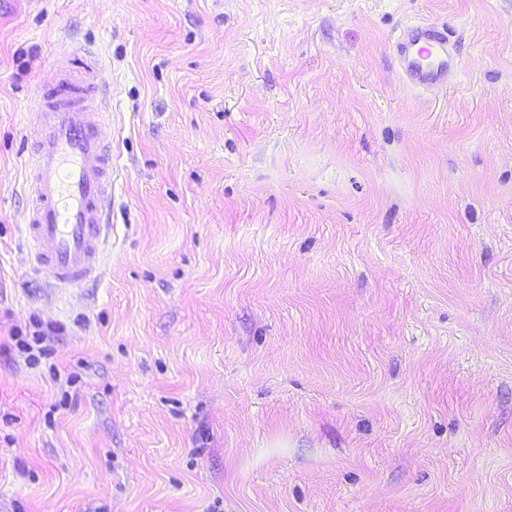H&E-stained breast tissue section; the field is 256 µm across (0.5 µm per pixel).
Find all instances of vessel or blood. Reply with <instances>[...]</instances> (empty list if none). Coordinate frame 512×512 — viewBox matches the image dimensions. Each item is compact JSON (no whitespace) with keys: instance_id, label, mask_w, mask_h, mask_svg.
I'll list each match as a JSON object with an SVG mask.
<instances>
[{"instance_id":"vessel-or-blood-1","label":"vessel or blood","mask_w":512,"mask_h":512,"mask_svg":"<svg viewBox=\"0 0 512 512\" xmlns=\"http://www.w3.org/2000/svg\"><path fill=\"white\" fill-rule=\"evenodd\" d=\"M392 48L407 86L433 92L456 85L457 49L447 26L406 24ZM31 116L44 135L23 218L29 262L56 287L71 288L101 273L102 220L112 202V154L94 79L63 77L58 87L37 93Z\"/></svg>"}]
</instances>
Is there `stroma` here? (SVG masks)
<instances>
[{
	"label": "stroma",
	"mask_w": 512,
	"mask_h": 512,
	"mask_svg": "<svg viewBox=\"0 0 512 512\" xmlns=\"http://www.w3.org/2000/svg\"><path fill=\"white\" fill-rule=\"evenodd\" d=\"M98 63L104 271L53 292L29 112ZM0 512H512V0H0ZM392 48L407 86L433 92L457 84V49L448 26L423 21L406 24L395 36Z\"/></svg>",
	"instance_id": "stroma-1"
}]
</instances>
